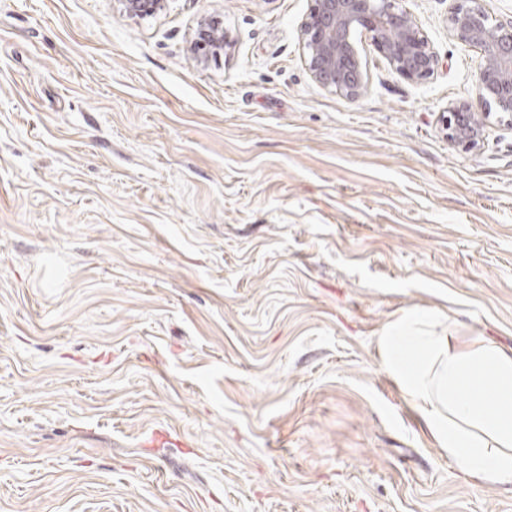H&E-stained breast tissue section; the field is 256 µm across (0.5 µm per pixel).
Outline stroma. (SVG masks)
<instances>
[{"mask_svg":"<svg viewBox=\"0 0 512 512\" xmlns=\"http://www.w3.org/2000/svg\"><path fill=\"white\" fill-rule=\"evenodd\" d=\"M407 5L438 72L359 39L352 103L311 0H0V512H512L378 347L425 313L512 351V128L449 145L480 53ZM123 11L132 17H152L166 10L167 0H119ZM196 42L205 54L195 56L194 60L197 65L204 66L209 54L217 55L224 51L226 38L223 21L217 17L202 20L197 31Z\"/></svg>","mask_w":512,"mask_h":512,"instance_id":"obj_1","label":"stroma"}]
</instances>
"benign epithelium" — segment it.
I'll use <instances>...</instances> for the list:
<instances>
[{
  "mask_svg": "<svg viewBox=\"0 0 512 512\" xmlns=\"http://www.w3.org/2000/svg\"><path fill=\"white\" fill-rule=\"evenodd\" d=\"M132 17H152L167 0H119ZM401 0H313L300 23L303 63L312 79L351 102L366 88L355 42L356 33L370 37L390 69L411 82L438 72L439 56L413 12ZM448 31L460 43L476 48L481 63L475 97L448 106L444 129L448 143L471 151L484 143L486 129L496 122L512 128V18L492 16L482 0H451ZM195 56L199 66L208 55L224 51L223 21L209 17L199 24Z\"/></svg>",
  "mask_w": 512,
  "mask_h": 512,
  "instance_id": "benign-epithelium-1",
  "label": "benign epithelium"
}]
</instances>
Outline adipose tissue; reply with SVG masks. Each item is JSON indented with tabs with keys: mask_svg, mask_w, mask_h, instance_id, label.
<instances>
[{
	"mask_svg": "<svg viewBox=\"0 0 512 512\" xmlns=\"http://www.w3.org/2000/svg\"><path fill=\"white\" fill-rule=\"evenodd\" d=\"M379 348L456 467L512 486V353L478 337L461 347L445 331L423 336L407 320L393 324Z\"/></svg>",
	"mask_w": 512,
	"mask_h": 512,
	"instance_id": "1",
	"label": "adipose tissue"
}]
</instances>
